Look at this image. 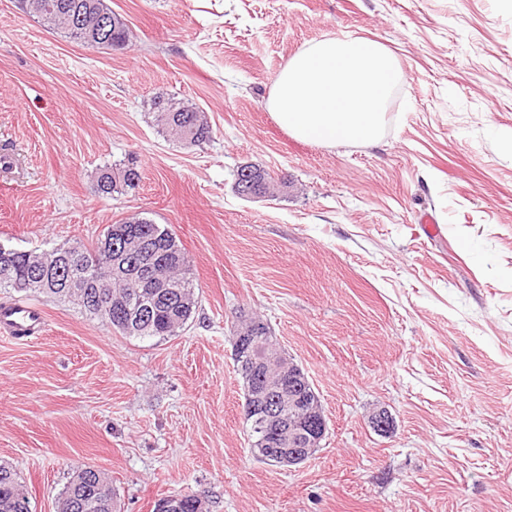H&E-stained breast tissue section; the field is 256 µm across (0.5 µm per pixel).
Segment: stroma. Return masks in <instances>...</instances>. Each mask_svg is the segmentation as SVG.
<instances>
[{"label": "stroma", "mask_w": 512, "mask_h": 512, "mask_svg": "<svg viewBox=\"0 0 512 512\" xmlns=\"http://www.w3.org/2000/svg\"><path fill=\"white\" fill-rule=\"evenodd\" d=\"M106 2L125 52L0 0V245H89L146 217L188 253L197 305L179 335L141 340L26 296L44 327L0 335V462L32 512H57L80 467L108 477L117 512L180 493L207 512H512V0ZM323 37L397 57L376 143L308 144L268 111L287 59ZM159 95L197 104L212 140L161 134ZM132 155L139 188L96 195L98 168ZM245 164L288 192L239 196ZM242 314L320 395L327 435L300 466L250 452ZM251 320L259 324V328L262 329V335L255 336V334L258 332V328L256 327V325H250L248 327L243 326V328L240 327L238 331L235 332L239 326L240 320H238V323L234 324V326L230 330L231 335L235 332L234 336H231L235 361H238L240 359V351L243 349L244 346H252V348L255 347L256 349L257 346L260 344L261 336H268L267 339L259 345L261 348H263L264 352L270 355H277L278 353V350L275 347L276 343L272 338L269 327L259 318L251 317ZM248 334L251 336H246Z\"/></svg>", "instance_id": "obj_1"}]
</instances>
